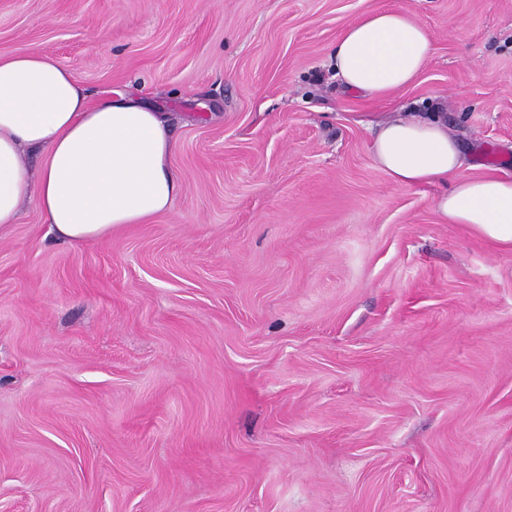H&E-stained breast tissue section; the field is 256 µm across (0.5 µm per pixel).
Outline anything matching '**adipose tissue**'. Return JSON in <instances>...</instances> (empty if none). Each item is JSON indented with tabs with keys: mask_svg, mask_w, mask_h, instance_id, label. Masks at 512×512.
<instances>
[{
	"mask_svg": "<svg viewBox=\"0 0 512 512\" xmlns=\"http://www.w3.org/2000/svg\"><path fill=\"white\" fill-rule=\"evenodd\" d=\"M431 56L426 27L385 9L349 26L331 60L345 87L383 98L413 83ZM176 149L161 113L120 93L90 99L49 55L0 56V231L19 222L27 200L54 238L71 245L168 212L181 193ZM29 150L42 155L38 170L23 160ZM371 152L396 185L446 184L436 200L445 223L512 247V177L462 176L466 159L440 114L398 115Z\"/></svg>",
	"mask_w": 512,
	"mask_h": 512,
	"instance_id": "1",
	"label": "adipose tissue"
}]
</instances>
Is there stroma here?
Returning a JSON list of instances; mask_svg holds the SVG:
<instances>
[{
	"label": "stroma",
	"mask_w": 512,
	"mask_h": 512,
	"mask_svg": "<svg viewBox=\"0 0 512 512\" xmlns=\"http://www.w3.org/2000/svg\"><path fill=\"white\" fill-rule=\"evenodd\" d=\"M388 8L433 53L372 99L329 56ZM18 53L171 113L181 193L0 234V512H512V248L370 153L439 112L512 175V0H0Z\"/></svg>",
	"instance_id": "obj_1"
}]
</instances>
